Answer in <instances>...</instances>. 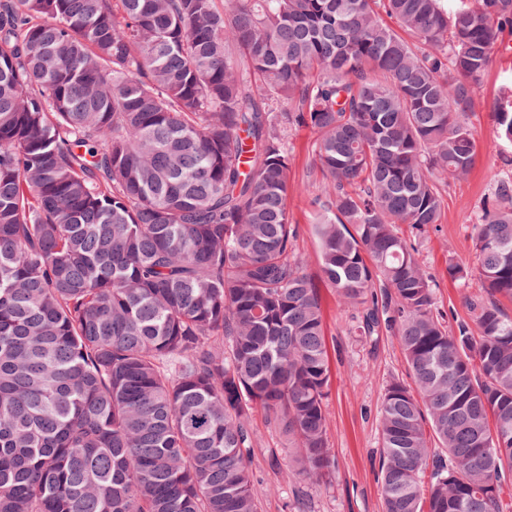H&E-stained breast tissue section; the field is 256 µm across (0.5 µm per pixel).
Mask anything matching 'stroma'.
Here are the masks:
<instances>
[{
  "instance_id": "1",
  "label": "stroma",
  "mask_w": 512,
  "mask_h": 512,
  "mask_svg": "<svg viewBox=\"0 0 512 512\" xmlns=\"http://www.w3.org/2000/svg\"><path fill=\"white\" fill-rule=\"evenodd\" d=\"M511 77L512 57L504 51L497 53L476 101L481 155L465 179L450 183L440 224L418 240L425 269L436 284V307L452 321L469 320L466 296L479 292L480 282L471 280L464 288L449 280L448 262L471 258L476 210L497 180L512 175V146L498 137L489 115L490 104ZM314 139L307 129L290 135L298 190L289 196L288 210L297 229L295 251L305 257L308 273L316 278L320 275L318 244L308 187L318 183L322 174L314 161ZM321 299L331 365L326 437L333 465L318 478L294 471V443L262 414H255L251 426L257 446L252 469L261 494V512H383L379 411L385 385L395 379L410 382V370L396 337L386 333L370 341L358 336L353 310L340 303L330 288H322Z\"/></svg>"
}]
</instances>
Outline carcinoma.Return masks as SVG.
I'll return each mask as SVG.
<instances>
[{
	"mask_svg": "<svg viewBox=\"0 0 512 512\" xmlns=\"http://www.w3.org/2000/svg\"><path fill=\"white\" fill-rule=\"evenodd\" d=\"M0 0V512H260L252 416L331 468L319 284L293 252L308 128L323 283L384 388V512H512V177L433 311L405 229L480 152L512 0ZM512 145V86L491 110Z\"/></svg>",
	"mask_w": 512,
	"mask_h": 512,
	"instance_id": "carcinoma-1",
	"label": "carcinoma"
}]
</instances>
